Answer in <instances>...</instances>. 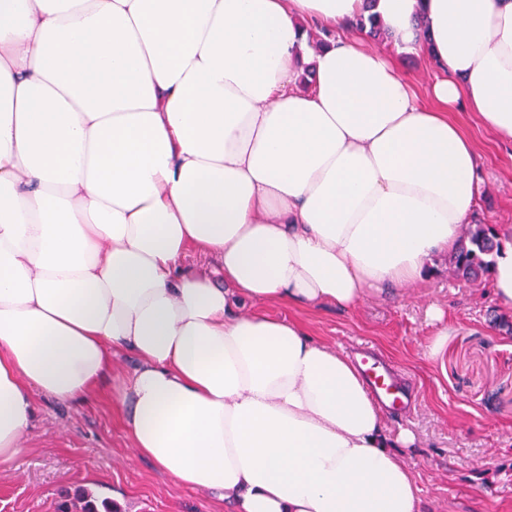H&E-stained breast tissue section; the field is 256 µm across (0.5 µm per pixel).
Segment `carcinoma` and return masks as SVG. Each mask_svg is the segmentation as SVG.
<instances>
[{
  "instance_id": "1",
  "label": "carcinoma",
  "mask_w": 512,
  "mask_h": 512,
  "mask_svg": "<svg viewBox=\"0 0 512 512\" xmlns=\"http://www.w3.org/2000/svg\"><path fill=\"white\" fill-rule=\"evenodd\" d=\"M356 26L365 31L373 40L382 41L386 34L378 23L376 16H359ZM499 243L496 240L494 227L490 224L476 222L468 226L464 241L456 252L448 255V269L452 275L467 282H478L490 275L492 255ZM120 512L113 503L98 501L88 493H80L63 504L62 512Z\"/></svg>"
}]
</instances>
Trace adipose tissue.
<instances>
[{"label": "adipose tissue", "mask_w": 512, "mask_h": 512, "mask_svg": "<svg viewBox=\"0 0 512 512\" xmlns=\"http://www.w3.org/2000/svg\"><path fill=\"white\" fill-rule=\"evenodd\" d=\"M362 8L0 0V464L34 392L86 399L127 351L123 426L177 485L229 512H419L415 435L349 355L262 308L350 310L459 248L483 180L451 113L512 141V0H376L396 56L362 44ZM313 23L335 41L311 48ZM405 52L435 65L434 107Z\"/></svg>", "instance_id": "1"}]
</instances>
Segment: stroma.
<instances>
[{
	"label": "stroma",
	"mask_w": 512,
	"mask_h": 512,
	"mask_svg": "<svg viewBox=\"0 0 512 512\" xmlns=\"http://www.w3.org/2000/svg\"><path fill=\"white\" fill-rule=\"evenodd\" d=\"M456 119L480 153L479 220L512 225V144L470 113ZM432 305L441 320L427 318ZM497 311L490 283L454 278L441 256L425 280L397 294L302 315L336 350L374 345L406 385L409 408L384 414L391 431L416 437L401 454L420 512H512V335L492 323ZM133 365L119 355L113 376L82 403L36 395L28 453L0 465V512H58L63 494L78 489L111 499L121 512H220L210 492L175 484L133 452L112 398Z\"/></svg>",
	"instance_id": "obj_1"
}]
</instances>
